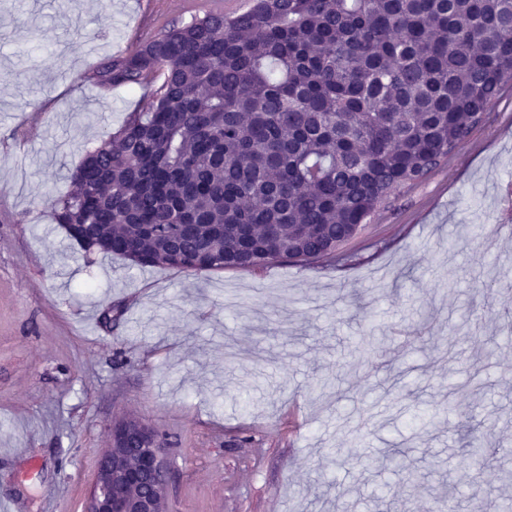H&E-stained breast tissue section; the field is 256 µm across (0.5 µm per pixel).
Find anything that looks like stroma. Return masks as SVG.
I'll use <instances>...</instances> for the list:
<instances>
[{"label":"stroma","instance_id":"stroma-1","mask_svg":"<svg viewBox=\"0 0 512 512\" xmlns=\"http://www.w3.org/2000/svg\"><path fill=\"white\" fill-rule=\"evenodd\" d=\"M134 0H0V503L84 512L114 421L164 441L171 512H454L512 498V90L335 256L200 276L86 255L52 219L85 153L148 103L96 87ZM484 282L488 292H475ZM366 347H359V340ZM436 416L422 436L408 419ZM398 449L397 463L386 462ZM465 443L464 461L477 471L483 470L490 456L500 453L508 456L511 453L509 448H489L484 436L480 439L476 435H467Z\"/></svg>","mask_w":512,"mask_h":512}]
</instances>
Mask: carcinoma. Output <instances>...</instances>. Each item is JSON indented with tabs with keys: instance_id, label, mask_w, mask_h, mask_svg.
<instances>
[{
	"instance_id": "obj_1",
	"label": "carcinoma",
	"mask_w": 512,
	"mask_h": 512,
	"mask_svg": "<svg viewBox=\"0 0 512 512\" xmlns=\"http://www.w3.org/2000/svg\"><path fill=\"white\" fill-rule=\"evenodd\" d=\"M147 108L86 153L53 220L191 275L313 263L448 160L512 84V0H250L94 72ZM466 436L464 461L496 454Z\"/></svg>"
}]
</instances>
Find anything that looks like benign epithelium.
<instances>
[{"label":"benign epithelium","mask_w":512,"mask_h":512,"mask_svg":"<svg viewBox=\"0 0 512 512\" xmlns=\"http://www.w3.org/2000/svg\"><path fill=\"white\" fill-rule=\"evenodd\" d=\"M163 451L157 435L140 422L113 423L85 512H170Z\"/></svg>","instance_id":"7a95c632"}]
</instances>
